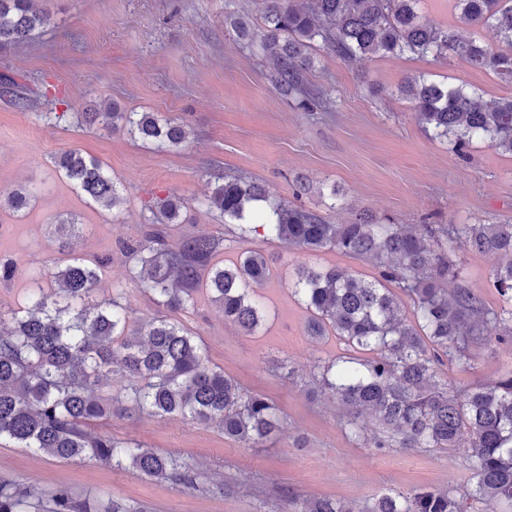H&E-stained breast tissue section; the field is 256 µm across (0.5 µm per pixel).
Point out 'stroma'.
Masks as SVG:
<instances>
[{
	"label": "stroma",
	"instance_id": "35a3bbf8",
	"mask_svg": "<svg viewBox=\"0 0 512 512\" xmlns=\"http://www.w3.org/2000/svg\"><path fill=\"white\" fill-rule=\"evenodd\" d=\"M52 16L29 42L0 47V77L16 81L19 108L0 96V190L34 192L21 214L0 209V258L15 261L11 282L0 283V309L20 308L35 281L62 263L52 241L57 219L78 215L86 229L76 242L84 258L104 262L100 291L121 294L133 319L158 315L149 293L133 287L122 242L139 238L149 207L178 197L183 206L171 243L190 235L223 239L220 260L245 246L271 258V276L257 288L264 321L252 335L225 321L206 294L174 313L215 366L243 393L261 394L280 408V431L242 448L218 428L178 417L124 415L108 426L113 438L135 440L190 464L197 488L150 479L97 460L70 461L0 441V477L25 479L35 501L60 487L76 496L143 505L147 512H280L284 491L332 497L364 506L377 497L416 488L465 494L474 467L464 449L374 448L349 436L345 414L314 377V364L352 349L336 336L308 335L309 313L290 292L297 265H336L370 277L373 264L342 253L301 252L255 236L239 239L205 200L218 177L256 179L275 199L296 201L331 224L364 212L408 229L423 224H512V155L483 143L464 156L415 121L399 91L407 77L426 75L477 90L484 99L512 95V83L453 57L415 56L346 60L318 48L304 74L328 111L308 112L277 91L271 70L246 50L238 16L260 24L264 0H36ZM57 102L48 108L47 99ZM130 112H159L183 123L185 144L157 151L142 141L78 125L74 115L99 102ZM69 150L98 159L122 182L124 203L108 210L80 197L56 172ZM310 183L297 196L296 182ZM341 192L331 200V188ZM459 284L496 306L493 259L456 246ZM512 369V343L476 350L464 382L487 383ZM223 492H215V483Z\"/></svg>",
	"mask_w": 512,
	"mask_h": 512
}]
</instances>
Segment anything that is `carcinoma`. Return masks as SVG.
<instances>
[{
	"mask_svg": "<svg viewBox=\"0 0 512 512\" xmlns=\"http://www.w3.org/2000/svg\"><path fill=\"white\" fill-rule=\"evenodd\" d=\"M419 0H265L262 25L237 29L249 48L258 47L275 71L284 96L313 111L324 101L307 88L303 73L321 45L343 58L411 54L435 61L457 56L471 67L512 81V0H456L460 19L492 28L502 48L473 36L463 38L424 21ZM51 24L33 0H0V45L24 44ZM400 92L412 102L415 120L460 151L475 139L512 154V97L482 101L463 85L408 78ZM77 122L122 132L161 150L182 145L185 127L154 112H125L117 105L75 113ZM56 168L87 199L104 208L124 203L121 181L98 160L71 150ZM23 187L0 193V208L27 209ZM209 207L239 225L241 237L263 230L297 250H337L371 260L378 275L366 279L336 265L302 266L291 293L310 313L313 336L333 334L348 347L371 353L359 360L339 356L317 361L321 385L336 393L349 434L365 437L358 419L376 420V448H456L474 464V484L463 496L446 489L384 494L365 509L334 498L307 500L294 491L283 497L285 512H472L468 501L512 503V369L486 384L431 383L445 363L461 373L472 368V350H494L512 340V224H401L361 216L329 224L309 209L273 200L264 186L239 176L214 183ZM180 202L166 199L149 208L148 230L121 249L131 282L151 293L162 309L194 304L202 288L245 334L263 320L255 288L270 276L265 255L246 249L231 265L214 258L221 239L185 237L173 251L166 236L177 223ZM83 229L74 215L54 227L58 251L69 255L50 273L52 288H33L19 310L0 309V441L64 460L94 458L114 468L196 489V474L177 458L89 427L114 415L175 416L215 425L242 447H255L279 428L275 403L243 394L224 370L209 363L195 336L179 322L157 316L133 327L120 296L95 298L99 267L74 255ZM493 256L492 285L501 297L488 308L456 281L451 243ZM412 317H407L404 302ZM129 378L119 395L105 394L113 371ZM31 492L21 479L0 480V512H31ZM48 512H143L114 503L104 508L60 488Z\"/></svg>",
	"mask_w": 512,
	"mask_h": 512,
	"instance_id": "1",
	"label": "carcinoma"
}]
</instances>
